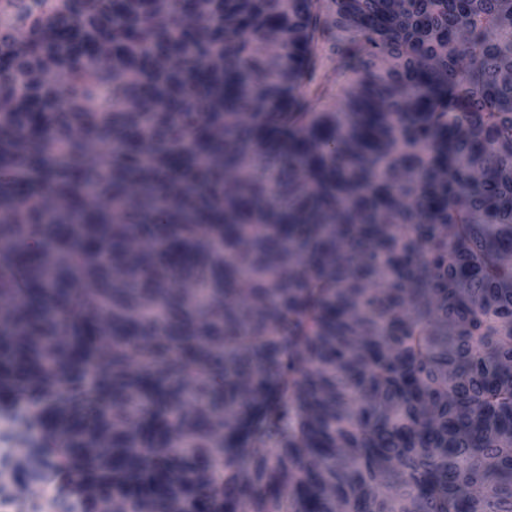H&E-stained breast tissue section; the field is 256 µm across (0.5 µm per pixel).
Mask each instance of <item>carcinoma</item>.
<instances>
[{
  "mask_svg": "<svg viewBox=\"0 0 512 512\" xmlns=\"http://www.w3.org/2000/svg\"><path fill=\"white\" fill-rule=\"evenodd\" d=\"M223 8L224 78L179 130L200 74L172 42L163 71L106 63L112 138L37 137L109 159L87 193L121 218L71 230L87 256L58 204L0 223V512H512V0ZM33 150L0 137V208L19 170L68 191Z\"/></svg>",
  "mask_w": 512,
  "mask_h": 512,
  "instance_id": "1",
  "label": "carcinoma"
}]
</instances>
